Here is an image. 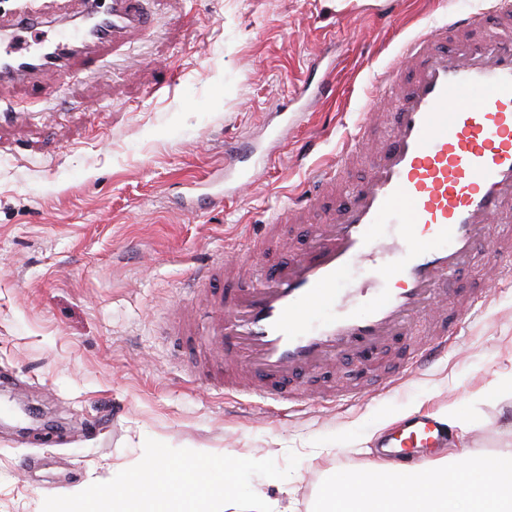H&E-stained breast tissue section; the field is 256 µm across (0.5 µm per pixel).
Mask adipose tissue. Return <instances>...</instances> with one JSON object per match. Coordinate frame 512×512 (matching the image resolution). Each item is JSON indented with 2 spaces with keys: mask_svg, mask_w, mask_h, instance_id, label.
Returning a JSON list of instances; mask_svg holds the SVG:
<instances>
[{
  "mask_svg": "<svg viewBox=\"0 0 512 512\" xmlns=\"http://www.w3.org/2000/svg\"><path fill=\"white\" fill-rule=\"evenodd\" d=\"M472 454L461 442L408 474L371 464L373 490L360 486L338 496L325 494L323 512H512V448L500 450L480 471L469 465ZM486 473L492 476L487 490L462 495V488Z\"/></svg>",
  "mask_w": 512,
  "mask_h": 512,
  "instance_id": "obj_1",
  "label": "adipose tissue"
}]
</instances>
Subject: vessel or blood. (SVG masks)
I'll list each match as a JSON object with an SVG mask.
<instances>
[{
	"instance_id": "1",
	"label": "vessel or blood",
	"mask_w": 512,
	"mask_h": 512,
	"mask_svg": "<svg viewBox=\"0 0 512 512\" xmlns=\"http://www.w3.org/2000/svg\"><path fill=\"white\" fill-rule=\"evenodd\" d=\"M73 31L41 32L33 10L0 9V85L33 83L45 96L47 74L92 68L108 46L147 29L143 0H76ZM496 35L480 34L481 17L455 15L426 30L405 50L375 92L386 102L387 124L374 142V118L348 138L336 163L311 175L312 187L264 225L247 250L224 263L193 268L188 287L205 296L201 338L223 358L224 392L297 402V384L320 370L386 355L400 341L416 343L401 367L425 369L458 342L462 324L443 313L462 269L492 259L503 241L493 224L512 223V0H494ZM336 92L327 63L295 92L304 104ZM287 134L273 127L266 148L246 141L224 149V187L190 197L187 209L218 208L251 174L247 160H270ZM366 160V175L345 182L343 165ZM395 217L396 237L382 222ZM306 224L301 246L286 247L287 225ZM267 256L260 276L252 253ZM360 263L373 287L347 302L338 288ZM222 293L211 291L216 272ZM333 316H324V309ZM440 431L429 415L412 417L385 441L384 453L412 462L433 448Z\"/></svg>"
}]
</instances>
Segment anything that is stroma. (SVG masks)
I'll return each mask as SVG.
<instances>
[{
    "label": "stroma",
    "mask_w": 512,
    "mask_h": 512,
    "mask_svg": "<svg viewBox=\"0 0 512 512\" xmlns=\"http://www.w3.org/2000/svg\"><path fill=\"white\" fill-rule=\"evenodd\" d=\"M373 0H149L151 26L91 71L54 77L48 99L25 84L0 91V512H42L45 498L111 480L152 438L173 448L285 466L292 494L256 476L253 490L313 512L322 484L380 457L390 422L454 406L476 453L512 448V394L485 395L512 374V252L470 266L464 288L495 285L458 347L425 372L356 404L274 413L237 404L195 372L196 348L167 336L191 305L192 267L246 246L312 168L335 162L365 117L374 82L403 45L489 0H400L380 20ZM336 59L334 99L295 116L270 163L215 210L183 205L189 184L224 167V146L263 141L323 47Z\"/></svg>",
    "instance_id": "35a3bbf8"
}]
</instances>
